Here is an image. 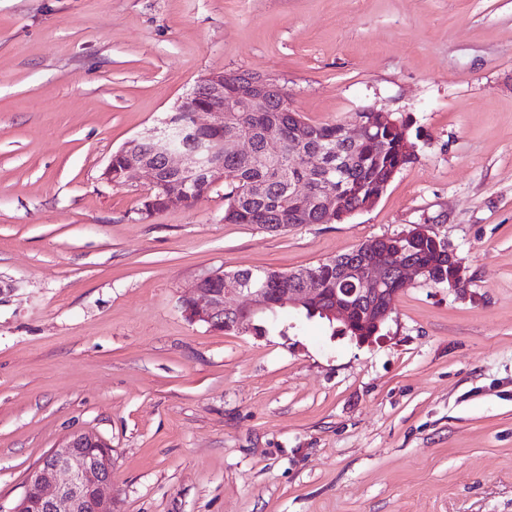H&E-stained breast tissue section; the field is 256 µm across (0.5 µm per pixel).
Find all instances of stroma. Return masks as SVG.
I'll return each instance as SVG.
<instances>
[{"label": "stroma", "instance_id": "35a3bbf8", "mask_svg": "<svg viewBox=\"0 0 512 512\" xmlns=\"http://www.w3.org/2000/svg\"><path fill=\"white\" fill-rule=\"evenodd\" d=\"M213 71L393 113L417 158L341 224H228L220 185L139 220L101 172ZM411 224L469 286L406 282L371 343L182 315L204 275ZM75 431L116 512H512V0H0V512Z\"/></svg>", "mask_w": 512, "mask_h": 512}]
</instances>
